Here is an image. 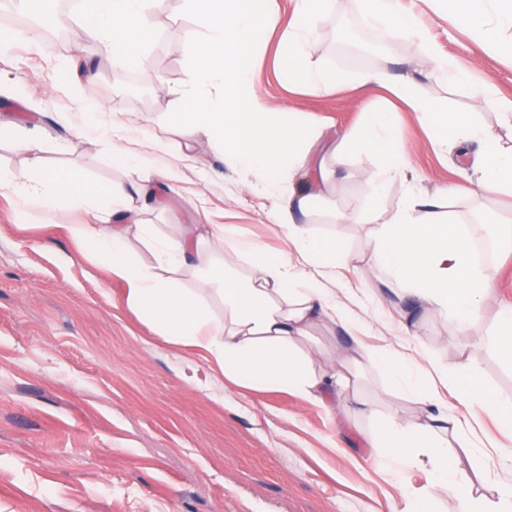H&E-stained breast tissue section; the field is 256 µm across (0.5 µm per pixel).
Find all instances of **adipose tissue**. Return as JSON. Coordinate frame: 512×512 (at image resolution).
<instances>
[{
    "mask_svg": "<svg viewBox=\"0 0 512 512\" xmlns=\"http://www.w3.org/2000/svg\"><path fill=\"white\" fill-rule=\"evenodd\" d=\"M328 5L329 0H297L295 22L280 46V63L292 87L317 93L339 90L343 84L340 76L312 62L314 30ZM151 6L152 0H86L75 49L92 41L102 55L123 67L149 69L145 47L154 34ZM445 6L488 46L512 56V40L500 34L501 27L512 26V0H446ZM187 7L200 35L186 78L175 90L181 108L172 121L184 135L205 134L233 166L265 173L287 162L289 177H300L301 183L279 191L270 217L293 253L264 254L253 243L235 239L232 228L217 224L213 239L233 243V255L207 252L204 238L190 227L179 238L156 240L155 262L145 264L127 244L133 238L151 239L154 232L127 206L131 190L122 185L110 189L112 223L72 224L70 235L92 246L99 263L124 283L128 304L157 323L166 343L207 353L236 386L278 383L308 401L373 419L368 440L380 454L400 459L402 482L411 494L410 512H432L433 493L444 483L458 487L459 512H482L479 487L485 475L448 451L453 441L463 448L471 445L468 408L480 406L512 425V404L486 391L479 369L468 361L448 366L427 358L412 360L396 348L331 351L311 334L317 325L347 331L351 322L326 286L336 273L335 241L321 243L295 217L314 205L315 189L330 175L327 161L340 152L361 150L372 157L370 177L376 184L398 174L406 149L389 113H373L362 129L339 138L321 131L303 140L301 113L267 110L250 79L258 64L254 36L268 24L269 0H187ZM366 18L395 34L417 36V51L437 76L451 85L470 84L466 72L420 35L418 19L401 11L398 0H366ZM379 83L442 138L481 143L475 164L486 183L512 186V151L502 150L465 117L448 115L412 80L368 74L360 81L364 87ZM0 188L13 189L44 211L55 209L62 199L77 208L90 199L78 177L51 173L37 157L26 173H1ZM443 200L440 194L412 195L389 223L373 231L368 241L373 268L392 281L400 299L449 315L455 334L477 335L496 270L473 264L466 238L440 217ZM237 255L247 259L249 272L236 267ZM189 272L217 286L224 300L223 320L210 319L202 294L182 286L181 277ZM367 367L383 371L393 385L411 386L418 415L378 416L358 387L359 373ZM444 388L455 393L460 411L444 405Z\"/></svg>",
    "mask_w": 512,
    "mask_h": 512,
    "instance_id": "ef3b65f1",
    "label": "adipose tissue"
}]
</instances>
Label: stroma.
<instances>
[{
    "instance_id": "stroma-1",
    "label": "stroma",
    "mask_w": 512,
    "mask_h": 512,
    "mask_svg": "<svg viewBox=\"0 0 512 512\" xmlns=\"http://www.w3.org/2000/svg\"><path fill=\"white\" fill-rule=\"evenodd\" d=\"M417 13L438 51L464 67L488 91L512 98V60L484 44L426 0H401ZM294 0H275L273 27L260 36L253 81L274 112H300L328 132L360 129L372 113L390 109L406 147L404 174L378 187L359 151L330 161L334 174L305 218L321 239L334 214L376 210L386 221L410 191L449 190L443 216L470 229L475 213L512 217V192L482 189L471 165L440 145L436 130L380 86L359 87L367 73L406 76L450 113L512 148V126L481 106L467 87L436 80L411 38L366 22L364 0H334L315 29L313 60L339 74L336 92L305 93L280 76L279 45L292 26ZM155 35L147 53L159 81L125 83L126 68L99 56L95 78L65 67L72 45L13 40L0 47V123L23 137L37 130L45 168L71 172L97 191V209H111L104 190L139 180L140 169L112 159V123L136 130L145 164L172 175L165 208L143 213L160 237H179L189 224L233 226L236 237L268 253L287 250L274 226L270 181L234 168L203 136L186 140L162 125L179 106V87L191 63L187 41L174 29L195 31L184 0H154ZM378 36L373 52L351 57L342 47L350 30ZM105 88L91 110L89 81ZM89 214L59 203L49 214L31 211L0 191V512H400V466L370 448L371 419L343 423L327 408L272 383L238 388L198 350L169 345L159 326L130 306L123 283L73 240L66 227ZM368 224L349 225L331 288L368 347H406L446 363L470 360L494 396L512 401V363L488 340L501 302H512V246L501 243L496 295L482 310L484 332L450 335L446 318L425 314V328L402 338L392 313L400 304L384 274H371ZM363 392L379 414L411 417L418 407L390 391L382 372L365 369Z\"/></svg>"
}]
</instances>
